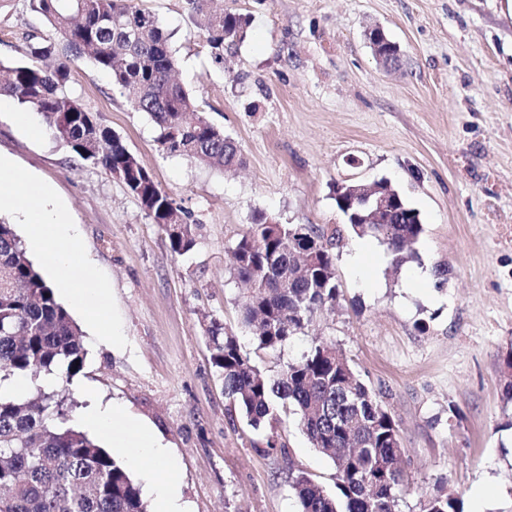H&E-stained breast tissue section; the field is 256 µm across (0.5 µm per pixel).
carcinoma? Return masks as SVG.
<instances>
[{"label":"carcinoma","instance_id":"carcinoma-1","mask_svg":"<svg viewBox=\"0 0 512 512\" xmlns=\"http://www.w3.org/2000/svg\"><path fill=\"white\" fill-rule=\"evenodd\" d=\"M207 0H187L191 15L206 17L213 59L224 45L243 42L242 14L205 11ZM58 36L27 44L31 63H0V95L40 115L50 135L83 161L116 174L155 224L180 223L168 235L173 253L196 245L197 225L155 181L121 138L67 89L71 57H87L108 73L112 87L157 128L168 155L186 156L217 170L245 164L240 146L206 118H188L195 99L172 78L177 65L171 34L133 0H25ZM375 54L398 59L395 43L372 27ZM342 227L268 224L254 218L233 251V274L254 283L241 296L240 324L259 350L275 352L301 332L339 292L332 249L344 232L381 239L392 263L415 257L422 223L403 197L391 224H360L357 204L340 208ZM212 363L224 376L229 410L254 429L273 426L278 405L292 408L311 446L336 465V494L304 472L292 478L300 512H395L402 493L404 449L399 426L341 351L320 341L287 362L272 378L261 371L238 337L214 323L207 329ZM81 333L26 252L12 224L0 219V382L54 374L70 381L83 368ZM65 400L36 389L28 399L0 394V512H148L127 467L84 432L64 425ZM424 512H465L462 496L442 488L426 497Z\"/></svg>","mask_w":512,"mask_h":512}]
</instances>
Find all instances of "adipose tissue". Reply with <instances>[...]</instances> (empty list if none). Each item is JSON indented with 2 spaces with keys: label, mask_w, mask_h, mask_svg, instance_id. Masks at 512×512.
<instances>
[{
  "label": "adipose tissue",
  "mask_w": 512,
  "mask_h": 512,
  "mask_svg": "<svg viewBox=\"0 0 512 512\" xmlns=\"http://www.w3.org/2000/svg\"><path fill=\"white\" fill-rule=\"evenodd\" d=\"M15 212L25 225L34 249H51V279L63 284L75 305L89 313L98 325V340L117 344L118 328L105 321L107 289L90 266H78L81 254L78 229L50 188L16 173L12 160L0 155V210ZM78 277H71L73 267ZM86 427L123 454L135 466L154 497L156 512H188L178 482L171 475L169 450L119 404L90 399L83 414Z\"/></svg>",
  "instance_id": "obj_1"
}]
</instances>
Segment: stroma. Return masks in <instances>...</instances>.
Returning a JSON list of instances; mask_svg holds the SVG:
<instances>
[{
	"instance_id": "1",
	"label": "stroma",
	"mask_w": 512,
	"mask_h": 512,
	"mask_svg": "<svg viewBox=\"0 0 512 512\" xmlns=\"http://www.w3.org/2000/svg\"><path fill=\"white\" fill-rule=\"evenodd\" d=\"M137 2L172 33L178 81L247 165L221 172L163 153L155 125L107 73L72 63L73 94L196 224L197 243L180 256L120 181L0 112V154L65 205L123 332L117 345L97 343L95 325L70 309L86 358L65 391L69 425L89 397L116 401L168 446L189 512H299L291 474L332 494L333 462L296 414L256 430L229 411L206 329L236 332L270 375L326 340L399 425L398 512H421L439 487L461 494L466 512H512L502 368L512 352V0H216L252 21L220 64L186 0ZM374 26L399 46V68L376 61L365 39ZM51 34L23 0H0V60H24L32 37ZM382 179L420 213L417 259L393 267L371 237L358 270V238L345 235L333 251L335 306L281 351L256 350L238 326L231 269L254 216L339 226L337 186ZM272 435L278 447H267Z\"/></svg>"
}]
</instances>
